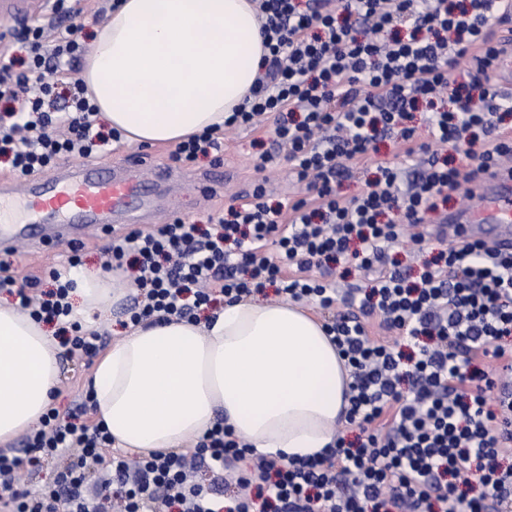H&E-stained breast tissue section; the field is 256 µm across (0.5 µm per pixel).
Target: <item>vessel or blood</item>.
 Wrapping results in <instances>:
<instances>
[{
    "label": "vessel or blood",
    "mask_w": 512,
    "mask_h": 512,
    "mask_svg": "<svg viewBox=\"0 0 512 512\" xmlns=\"http://www.w3.org/2000/svg\"><path fill=\"white\" fill-rule=\"evenodd\" d=\"M479 204L448 216L462 236L482 239L512 252V172L488 173L478 188ZM145 194L137 168L121 162L88 163L78 169L59 167L56 176L17 185L0 178V249L10 251L32 241L36 232L50 227L58 244L72 246L99 224H137L142 207L154 206ZM21 204L24 217L13 221L5 212Z\"/></svg>",
    "instance_id": "obj_1"
}]
</instances>
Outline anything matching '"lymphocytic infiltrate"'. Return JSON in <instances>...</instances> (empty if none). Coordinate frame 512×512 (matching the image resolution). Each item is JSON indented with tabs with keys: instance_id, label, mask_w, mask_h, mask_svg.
Returning a JSON list of instances; mask_svg holds the SVG:
<instances>
[{
	"instance_id": "obj_1",
	"label": "lymphocytic infiltrate",
	"mask_w": 512,
	"mask_h": 512,
	"mask_svg": "<svg viewBox=\"0 0 512 512\" xmlns=\"http://www.w3.org/2000/svg\"><path fill=\"white\" fill-rule=\"evenodd\" d=\"M267 50L245 104L179 143L171 158L184 166L221 159L224 132L253 127L276 114V151L260 153L262 171L286 158L312 198L272 202L267 181L208 215V230L175 218L149 231L113 236L106 271L130 278L139 298L132 326L171 318L197 320L217 304L264 289L324 310L346 303L326 331L351 376L346 422L313 458L254 456L231 427L216 423L193 447L128 455L111 451L105 426L92 422L91 395L67 417L48 408L21 453H0V512H512V253L459 240L423 264L414 283L382 265L385 250L417 230L426 212L451 192L502 169L512 142L500 123L512 97L495 75L504 49L495 21L512 18V0H255ZM71 24L47 37L28 26L0 38V163L17 181L77 154L113 152L119 131L96 123L81 79L69 81L67 106L45 109L63 71L85 46ZM423 111L428 133L417 142L410 120ZM398 133L407 156L423 164L412 182L389 160L357 195L339 194L351 161L380 137ZM489 139L475 151L479 136ZM461 149L466 166L441 149ZM355 260L367 285L346 293L312 269ZM70 255L49 271L50 288L18 286L0 276V293L16 297L32 319L59 325L68 355L96 356L101 336L70 318ZM379 317L393 341L370 338L365 318ZM497 367L478 365L479 357ZM497 398H490V391ZM64 466L33 491L20 475L41 460ZM206 468L210 482L191 473ZM240 490L221 498L225 482Z\"/></svg>"
}]
</instances>
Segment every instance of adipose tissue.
Segmentation results:
<instances>
[{
  "instance_id": "1",
  "label": "adipose tissue",
  "mask_w": 512,
  "mask_h": 512,
  "mask_svg": "<svg viewBox=\"0 0 512 512\" xmlns=\"http://www.w3.org/2000/svg\"><path fill=\"white\" fill-rule=\"evenodd\" d=\"M265 53L252 0H119L79 77L100 119L128 142L176 145L223 125ZM74 280L73 317L83 323L129 293L96 270ZM58 352L40 323L0 304V445L40 427ZM349 383L322 322L294 303L250 297L207 322L126 332L98 358L92 396L116 448L171 451L221 420L257 454L309 457L333 443Z\"/></svg>"
}]
</instances>
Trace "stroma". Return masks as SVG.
<instances>
[{
	"label": "stroma",
	"instance_id": "stroma-1",
	"mask_svg": "<svg viewBox=\"0 0 512 512\" xmlns=\"http://www.w3.org/2000/svg\"><path fill=\"white\" fill-rule=\"evenodd\" d=\"M273 146V124L269 121L264 122L257 130L242 127L227 132L224 136V159L218 164L207 157L200 159L193 167L175 168L171 165L170 147L154 146L153 151L158 164L172 167L177 182L174 195H162L159 199L160 204L175 207L183 218L202 221L208 214L223 210L232 197L250 192L254 183L262 179L267 180L273 189L275 199L286 201L306 197L305 185L293 179L287 161H279L275 167L263 171L255 170V157L263 151L272 149ZM380 159L394 161L404 169L411 166L404 145L395 136L383 137L378 140L375 151L370 152L352 170L350 177L343 180L341 195L350 197L358 194L366 180L373 178L375 163ZM217 170L224 174L223 183L215 186L210 192H201L199 178ZM463 206L460 195L451 196L447 205L427 213L422 225L425 238L421 243L401 241L386 250V260H398L401 269L406 271L409 277H417L425 261L452 244V237H439L437 230L445 215ZM66 258V247L49 239L20 245L12 254L0 252V264L7 265L10 273L21 282L32 275L47 277L49 269L62 265ZM93 371V364L65 354L61 355L58 393L53 401L59 412H67L78 402Z\"/></svg>",
	"mask_w": 512,
	"mask_h": 512
}]
</instances>
